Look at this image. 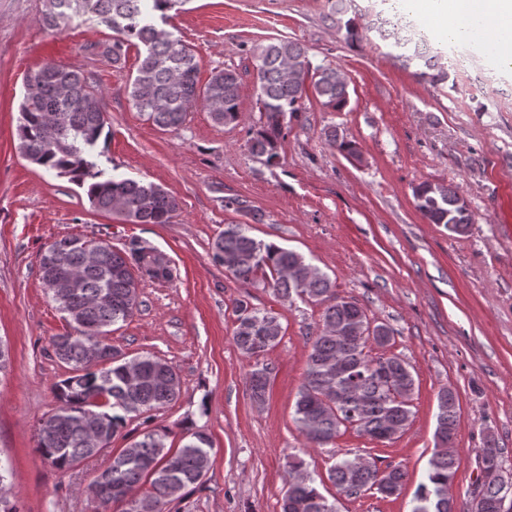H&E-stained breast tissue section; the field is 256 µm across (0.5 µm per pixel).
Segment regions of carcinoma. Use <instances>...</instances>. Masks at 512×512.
I'll return each instance as SVG.
<instances>
[{"label": "carcinoma", "mask_w": 512, "mask_h": 512, "mask_svg": "<svg viewBox=\"0 0 512 512\" xmlns=\"http://www.w3.org/2000/svg\"><path fill=\"white\" fill-rule=\"evenodd\" d=\"M178 0H46L41 24L60 32L75 17H88L121 35L112 43V62L118 64L125 46L139 47V66L129 84L137 111L162 129L183 125L196 103H201L217 125H230L240 118V74L232 68L216 70L200 88L198 64L193 50L173 32L161 27ZM331 19L345 40L354 45L360 29L366 28L390 41L407 62L419 61L436 69V78L447 77L442 57L406 38L392 18H385L359 0H330ZM254 79L265 123L253 133L251 151L269 165L278 163V144L288 128V116L302 111L308 89L322 105L342 112L349 104L348 84L340 70L313 66L308 49L293 40H279L251 49ZM17 128L19 154L36 166L66 177L83 189L90 206L135 224H169L179 202L161 185L115 175L102 162L109 138L101 93L82 72L46 64L26 77ZM417 209L431 224H442L456 235L467 233L472 223L464 200L450 185L422 182L414 188ZM249 224H226L212 243V260L222 266L242 287L262 284L276 297L294 296L324 305L321 325L314 336L304 382L294 406V422L311 447H322L351 428L380 443L391 441L409 424L414 376L398 356H369L373 343L384 347L393 330L379 324L383 334L369 332L371 321L355 301L336 295L334 283L320 266L288 248L258 240ZM39 274L47 293L58 304L71 331L52 339L56 357L70 375L55 384L58 406L48 416L49 426L40 427L37 448L59 471L108 448L128 421L165 408L181 392L175 367L154 355L130 360L106 342L110 328L126 322L140 305L134 279L171 282L176 271L165 255L143 241L118 249L106 240L86 241L63 236L53 241L41 256ZM233 341L240 352L254 360L247 374L253 400L266 401L274 368L261 361L275 347L282 327L273 311L254 307L243 295L233 302ZM106 357L101 367L88 363L91 347ZM406 391L401 401L391 389ZM456 396L450 389L438 395L435 432L456 427ZM168 431L149 429L118 454L91 482L89 490L97 512H112V503L140 494L150 496L158 512L186 487L202 481L210 469L212 440L193 421L183 425L181 446L167 445ZM482 482L477 496L483 506L475 512H498L500 497L512 496L501 474V449L492 439L479 450ZM354 458L344 456L328 469V480L347 496L368 489L392 497L404 484L406 473L386 465L360 470ZM454 455L436 450L428 462L426 482L414 494L412 512H454L451 485ZM288 487L281 512H336L303 469V461L288 462Z\"/></svg>", "instance_id": "1"}]
</instances>
